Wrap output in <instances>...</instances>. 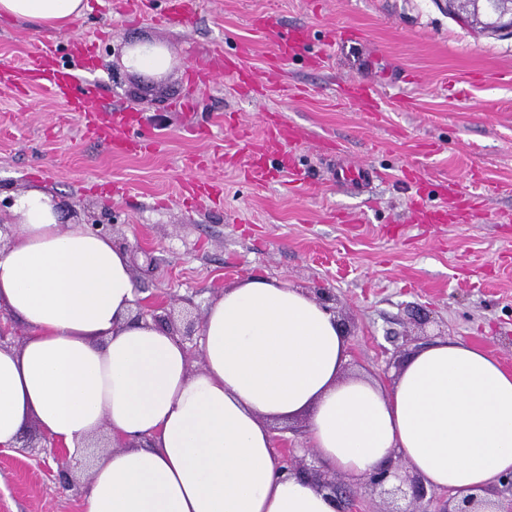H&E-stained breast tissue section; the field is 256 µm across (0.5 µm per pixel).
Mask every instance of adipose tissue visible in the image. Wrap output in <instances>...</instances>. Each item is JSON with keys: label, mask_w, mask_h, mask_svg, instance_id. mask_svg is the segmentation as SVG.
Here are the masks:
<instances>
[{"label": "adipose tissue", "mask_w": 512, "mask_h": 512, "mask_svg": "<svg viewBox=\"0 0 512 512\" xmlns=\"http://www.w3.org/2000/svg\"><path fill=\"white\" fill-rule=\"evenodd\" d=\"M88 0H0V16L61 29ZM135 72L172 65L160 43L124 56ZM0 245V311L20 347H0V446L23 427L78 453L100 429L82 512H336L328 492L288 473L271 426L306 417L310 448L359 481L389 455L427 486L469 494L512 472V370L484 348L437 340L382 389L346 375L349 342L304 290L250 277L224 289L199 328L203 361L152 319L127 251L66 224L42 186L16 194Z\"/></svg>", "instance_id": "1"}]
</instances>
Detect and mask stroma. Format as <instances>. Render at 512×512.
I'll return each mask as SVG.
<instances>
[{
	"label": "stroma",
	"mask_w": 512,
	"mask_h": 512,
	"mask_svg": "<svg viewBox=\"0 0 512 512\" xmlns=\"http://www.w3.org/2000/svg\"><path fill=\"white\" fill-rule=\"evenodd\" d=\"M146 2L136 18L123 0H88L59 31L0 18V62L48 45L59 63L76 43L96 44L84 87L106 111L137 113V133L163 144L113 155L46 88L0 85V200L38 183L65 222L110 213L139 292L172 300L181 328L201 321L225 285L260 277L335 294L350 333L348 373L391 384L412 348L387 334L415 331L416 307L446 339L479 344L512 369V34L460 22L444 0H192L181 26L164 21V0ZM258 14L271 32L253 31ZM296 28L309 31V51L333 41L319 65L302 55L273 64L275 31ZM141 41L169 48L166 75L125 68L127 48ZM243 42L264 97L222 73ZM357 79L379 81L378 110L342 98ZM270 119L296 134L281 151L301 185L285 171L260 186L245 173L238 135L262 137ZM190 124L202 136L189 135ZM340 161L377 176L365 187L338 183ZM117 182L124 195H113ZM189 182L220 188L222 205L185 199ZM419 207L443 221L418 223ZM21 441L32 456L0 454V512H82L99 448L85 449L65 485L39 427Z\"/></svg>",
	"instance_id": "obj_1"
}]
</instances>
